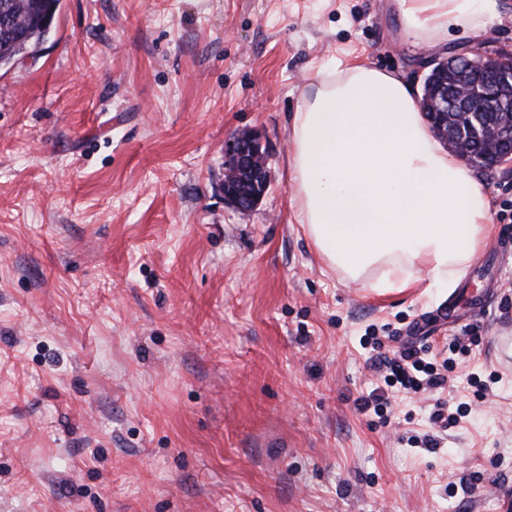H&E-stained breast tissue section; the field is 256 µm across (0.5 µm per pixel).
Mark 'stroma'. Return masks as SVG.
Listing matches in <instances>:
<instances>
[{
  "instance_id": "35a3bbf8",
  "label": "stroma",
  "mask_w": 512,
  "mask_h": 512,
  "mask_svg": "<svg viewBox=\"0 0 512 512\" xmlns=\"http://www.w3.org/2000/svg\"><path fill=\"white\" fill-rule=\"evenodd\" d=\"M503 2L438 49L512 50ZM420 53L398 0H61L0 70V512H512V176L486 175L494 235L448 296L346 283L292 199L318 72ZM242 132L268 154L248 213ZM423 334L444 388L359 412L365 338ZM268 163L258 138L240 134L224 142V199L240 212L252 211L269 188ZM250 181L255 191L244 195L240 183Z\"/></svg>"
}]
</instances>
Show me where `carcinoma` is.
I'll return each instance as SVG.
<instances>
[{
    "label": "carcinoma",
    "instance_id": "obj_1",
    "mask_svg": "<svg viewBox=\"0 0 512 512\" xmlns=\"http://www.w3.org/2000/svg\"><path fill=\"white\" fill-rule=\"evenodd\" d=\"M60 0H0V67L37 50L52 28Z\"/></svg>",
    "mask_w": 512,
    "mask_h": 512
}]
</instances>
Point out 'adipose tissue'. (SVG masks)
<instances>
[{
  "label": "adipose tissue",
  "instance_id": "ef3b65f1",
  "mask_svg": "<svg viewBox=\"0 0 512 512\" xmlns=\"http://www.w3.org/2000/svg\"><path fill=\"white\" fill-rule=\"evenodd\" d=\"M418 44L479 33L501 0H399ZM416 84L355 66L320 72L295 113L290 181L316 253L384 295L427 278L453 292L492 233L483 179L433 133Z\"/></svg>",
  "mask_w": 512,
  "mask_h": 512
}]
</instances>
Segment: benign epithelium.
Listing matches in <instances>:
<instances>
[{
  "label": "benign epithelium",
  "instance_id": "obj_1",
  "mask_svg": "<svg viewBox=\"0 0 512 512\" xmlns=\"http://www.w3.org/2000/svg\"><path fill=\"white\" fill-rule=\"evenodd\" d=\"M428 77L441 82L450 70L461 74L449 94L438 87L427 99L435 118V134L461 155L477 141L484 158L496 169L512 158V52L483 53L476 49L450 50L428 55ZM481 102L508 103L498 124L473 111ZM269 188L268 163L258 138L240 134L224 141V199L240 212L252 211Z\"/></svg>",
  "mask_w": 512,
  "mask_h": 512
}]
</instances>
